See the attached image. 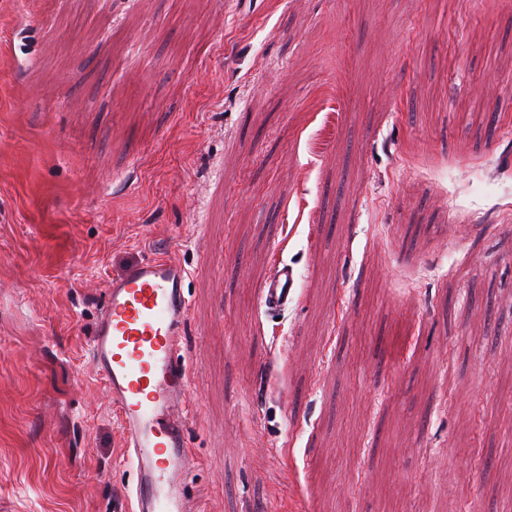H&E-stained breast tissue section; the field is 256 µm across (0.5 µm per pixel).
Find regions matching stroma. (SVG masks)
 <instances>
[{"instance_id": "stroma-1", "label": "stroma", "mask_w": 512, "mask_h": 512, "mask_svg": "<svg viewBox=\"0 0 512 512\" xmlns=\"http://www.w3.org/2000/svg\"><path fill=\"white\" fill-rule=\"evenodd\" d=\"M165 254L199 512H498L512 0H0V512H129L87 341ZM297 273L283 260L274 263L261 287V305L270 315H278L288 309L295 300Z\"/></svg>"}]
</instances>
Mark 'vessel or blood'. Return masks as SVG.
I'll return each mask as SVG.
<instances>
[{"label": "vessel or blood", "mask_w": 512, "mask_h": 512, "mask_svg": "<svg viewBox=\"0 0 512 512\" xmlns=\"http://www.w3.org/2000/svg\"><path fill=\"white\" fill-rule=\"evenodd\" d=\"M188 271L176 257L148 258L113 277L88 351L118 415L137 512H194L184 493L192 455L185 438L189 371L181 355ZM297 273L277 261L261 287L268 315L295 300Z\"/></svg>", "instance_id": "b4317fda"}]
</instances>
